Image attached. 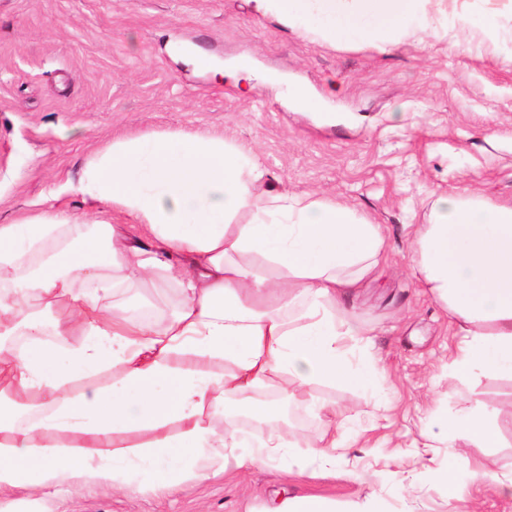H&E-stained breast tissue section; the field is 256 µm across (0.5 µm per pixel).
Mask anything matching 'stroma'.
<instances>
[{
    "label": "stroma",
    "mask_w": 512,
    "mask_h": 512,
    "mask_svg": "<svg viewBox=\"0 0 512 512\" xmlns=\"http://www.w3.org/2000/svg\"><path fill=\"white\" fill-rule=\"evenodd\" d=\"M430 28L393 44L332 46L256 11L253 0H0V224L54 211L124 223L76 193L87 161L113 141L185 132L254 151L272 188L333 199L381 227L385 259L346 297L387 384L376 401L316 383L293 429L318 444L322 420L306 396L354 408L336 473L298 472L295 453L273 464L187 478L163 498L103 483L29 486L0 493V512H262L281 489L335 503L338 512H449L438 474L455 472L476 512H512L497 485L512 472V378L449 380L454 318L413 274V225L436 197L471 193L512 205V5L432 0ZM485 12L499 28L471 25ZM203 51L215 71L194 70ZM253 56L255 74L234 58ZM274 72L325 101L319 113L287 107L264 82ZM483 403L496 448L464 437L432 444V422Z\"/></svg>",
    "instance_id": "1"
}]
</instances>
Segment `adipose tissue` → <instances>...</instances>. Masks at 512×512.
I'll return each mask as SVG.
<instances>
[{"instance_id":"ef3b65f1","label":"adipose tissue","mask_w":512,"mask_h":512,"mask_svg":"<svg viewBox=\"0 0 512 512\" xmlns=\"http://www.w3.org/2000/svg\"><path fill=\"white\" fill-rule=\"evenodd\" d=\"M255 2L336 45L415 35L430 0ZM265 175L257 154L222 139L144 134L97 153L74 187L125 225L99 221L91 235L44 210L0 224V397L10 400L0 406V490L75 479L170 491L228 452L241 466L267 464L300 445L279 413L257 409L267 435L255 448L211 417L266 388L289 401L317 381L366 393L383 383L378 362L350 350L360 329L343 304L384 257L379 225L331 199L262 190ZM414 246L423 288L456 320L454 373L512 377V206L439 196ZM156 277L180 291L163 323L108 309L111 289ZM81 278L94 291L76 287ZM16 333L24 345L10 343ZM104 369L105 387L94 379ZM309 405L327 423L305 466L345 446L335 408ZM132 433L147 439L129 443ZM459 434L498 444L480 406L431 431L444 442Z\"/></svg>"}]
</instances>
